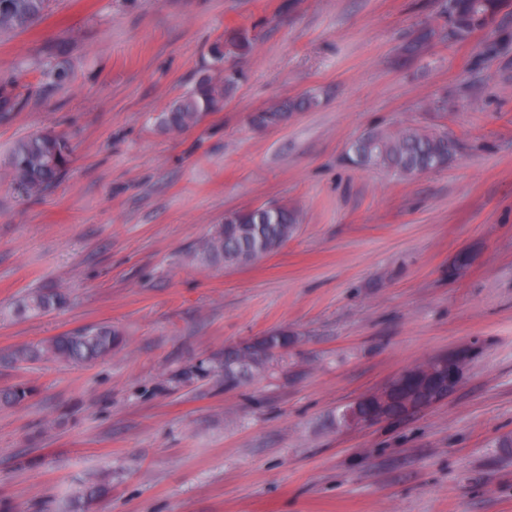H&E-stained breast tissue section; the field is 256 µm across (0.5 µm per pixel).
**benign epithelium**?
Here are the masks:
<instances>
[{
    "label": "benign epithelium",
    "instance_id": "obj_1",
    "mask_svg": "<svg viewBox=\"0 0 512 512\" xmlns=\"http://www.w3.org/2000/svg\"><path fill=\"white\" fill-rule=\"evenodd\" d=\"M470 358L468 349L452 351L416 365L383 388L363 395L372 407L370 422L387 420L393 410L403 417L444 402L462 382Z\"/></svg>",
    "mask_w": 512,
    "mask_h": 512
}]
</instances>
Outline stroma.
<instances>
[{
  "mask_svg": "<svg viewBox=\"0 0 512 512\" xmlns=\"http://www.w3.org/2000/svg\"><path fill=\"white\" fill-rule=\"evenodd\" d=\"M444 0H51L0 36V77L65 48L73 77L0 120V159L52 126L64 178L23 198L0 166V512H512V7L452 41ZM252 53L222 108L178 134L155 117L202 73L211 43ZM431 38L414 55L407 46ZM508 36L499 53L483 45ZM314 95L286 125L251 113ZM445 111H435L437 101ZM445 130L447 167L405 179L349 159L369 129ZM297 215L278 250L207 264L227 211ZM470 265L449 277L459 252ZM58 289L60 308L22 314ZM125 342L86 364H11L73 329ZM275 330L297 337L228 389L195 366ZM475 347L430 409L347 428L337 413L431 357ZM109 494L78 502L82 481ZM64 301L65 297L58 292H36L28 295L24 299L21 304L20 311L25 314L45 313L60 307Z\"/></svg>",
  "mask_w": 512,
  "mask_h": 512,
  "instance_id": "1",
  "label": "stroma"
}]
</instances>
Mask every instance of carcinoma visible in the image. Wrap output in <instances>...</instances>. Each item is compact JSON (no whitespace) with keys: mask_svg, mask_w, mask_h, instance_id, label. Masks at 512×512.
Returning a JSON list of instances; mask_svg holds the SVG:
<instances>
[{"mask_svg":"<svg viewBox=\"0 0 512 512\" xmlns=\"http://www.w3.org/2000/svg\"><path fill=\"white\" fill-rule=\"evenodd\" d=\"M512 0H446L444 14L448 37L464 40L482 28L490 16H498ZM49 0H0V33L24 31L40 21ZM253 50L250 37L242 32L220 39L209 49V67L223 73L221 82L202 75L158 116V125L166 133L177 134L198 124L203 116L224 104V95L238 81L239 72L224 64L232 57L243 58ZM60 51L51 49L37 64L38 82L60 87L70 81V70L59 59ZM21 75L0 78V120L21 109L25 103ZM315 103L314 98H284L249 117L257 128H274ZM457 151L456 140L444 132L407 126L397 131L373 129L351 146L352 160L362 166H381L402 177H412L444 168ZM72 161L68 140L51 128L19 139L5 161L15 190L26 196H38L57 183ZM297 218L285 206L270 204L241 208L224 215L198 248V257L209 264H245L280 248L294 233ZM65 297L52 291L28 295L20 311L45 313L60 307ZM296 336L279 330L266 336L224 349V387L231 389L242 380L264 371L271 358L288 349ZM120 343V332L109 325L77 329L35 345L21 346L12 354L18 362L62 361L89 363L112 353ZM33 389L16 384L0 389V404L25 401Z\"/></svg>","mask_w":512,"mask_h":512,"instance_id":"carcinoma-1","label":"carcinoma"}]
</instances>
